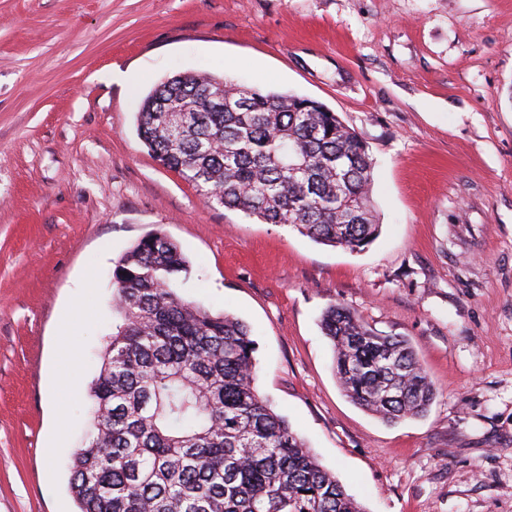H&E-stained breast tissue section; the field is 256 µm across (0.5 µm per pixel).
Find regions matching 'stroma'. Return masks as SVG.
Returning <instances> with one entry per match:
<instances>
[{
  "instance_id": "1",
  "label": "stroma",
  "mask_w": 512,
  "mask_h": 512,
  "mask_svg": "<svg viewBox=\"0 0 512 512\" xmlns=\"http://www.w3.org/2000/svg\"><path fill=\"white\" fill-rule=\"evenodd\" d=\"M199 69L353 128L378 238L316 243L160 165L139 105ZM155 231L189 260L179 294L251 327L261 392L365 512H512V0H0V512H75L110 274ZM332 304L409 340L424 416L344 395Z\"/></svg>"
}]
</instances>
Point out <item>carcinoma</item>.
Listing matches in <instances>:
<instances>
[{
    "label": "carcinoma",
    "mask_w": 512,
    "mask_h": 512,
    "mask_svg": "<svg viewBox=\"0 0 512 512\" xmlns=\"http://www.w3.org/2000/svg\"><path fill=\"white\" fill-rule=\"evenodd\" d=\"M136 125L212 205L353 252L379 236L369 148L317 101L184 73L141 102ZM188 267L156 232L112 268L117 323L70 464L79 512H365L260 394L249 326L176 292ZM320 326L354 404L391 422L431 405L436 389L406 339L340 304Z\"/></svg>",
    "instance_id": "obj_1"
}]
</instances>
